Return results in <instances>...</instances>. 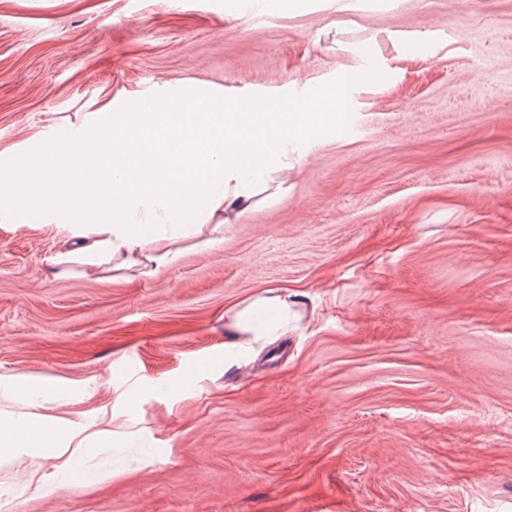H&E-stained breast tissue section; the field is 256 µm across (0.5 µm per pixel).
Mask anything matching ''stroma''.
Instances as JSON below:
<instances>
[{
  "mask_svg": "<svg viewBox=\"0 0 512 512\" xmlns=\"http://www.w3.org/2000/svg\"><path fill=\"white\" fill-rule=\"evenodd\" d=\"M358 72L171 267L57 269L53 226L0 223V388L112 425L42 489L0 463V512H512V0H0V153L162 83ZM276 297L287 330H246ZM20 398L29 402L30 405L43 408H49V405L53 404L56 401L53 395L48 394L41 389L32 387H5L0 392L1 400H15Z\"/></svg>",
  "mask_w": 512,
  "mask_h": 512,
  "instance_id": "1",
  "label": "stroma"
}]
</instances>
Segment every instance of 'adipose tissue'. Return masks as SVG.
I'll use <instances>...</instances> for the list:
<instances>
[{
  "label": "adipose tissue",
  "mask_w": 512,
  "mask_h": 512,
  "mask_svg": "<svg viewBox=\"0 0 512 512\" xmlns=\"http://www.w3.org/2000/svg\"><path fill=\"white\" fill-rule=\"evenodd\" d=\"M334 108L316 99L292 108L240 100L200 87L159 91L147 102H97L58 141L41 140L0 160V223L50 224L67 237L54 265L95 268L113 256L165 267L174 241L199 235L242 198L252 178L280 164L289 142L334 126ZM43 408L38 418L0 415V459L65 453L82 423L46 414L53 395L0 390L1 400Z\"/></svg>",
  "instance_id": "obj_1"
}]
</instances>
